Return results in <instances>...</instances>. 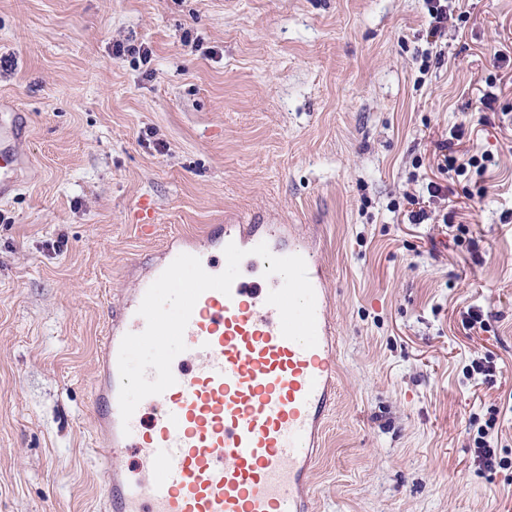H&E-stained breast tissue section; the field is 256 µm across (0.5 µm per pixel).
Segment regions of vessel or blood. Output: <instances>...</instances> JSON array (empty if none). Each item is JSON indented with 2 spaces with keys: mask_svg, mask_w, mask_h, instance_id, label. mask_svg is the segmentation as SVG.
I'll return each mask as SVG.
<instances>
[{
  "mask_svg": "<svg viewBox=\"0 0 512 512\" xmlns=\"http://www.w3.org/2000/svg\"><path fill=\"white\" fill-rule=\"evenodd\" d=\"M24 131L0 114V199L19 187ZM267 243L277 256L299 255L316 295L318 343L311 349L281 334L266 302L282 280L237 278L230 294L198 299L172 362L176 379L145 398L122 423L118 353L123 337L143 332L138 308L148 287L184 253L168 242L158 263L119 307L106 311V332L91 393L102 446L106 512H310L312 462L320 429L335 405L336 350L331 299L315 242L288 224H212L197 256L212 275L226 267L224 249ZM134 450L126 471L120 460Z\"/></svg>",
  "mask_w": 512,
  "mask_h": 512,
  "instance_id": "obj_1",
  "label": "vessel or blood"
}]
</instances>
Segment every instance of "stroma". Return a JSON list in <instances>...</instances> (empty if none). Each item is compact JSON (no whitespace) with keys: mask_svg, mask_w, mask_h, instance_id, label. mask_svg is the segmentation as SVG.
Instances as JSON below:
<instances>
[{"mask_svg":"<svg viewBox=\"0 0 512 512\" xmlns=\"http://www.w3.org/2000/svg\"><path fill=\"white\" fill-rule=\"evenodd\" d=\"M449 11L432 39L424 0H0V113L26 127L0 199V512H105L87 395L107 301L171 236L251 215L314 236L330 291L311 512H512V0ZM446 151L493 163L442 173ZM407 192L466 237L410 223ZM487 351L495 382L467 379ZM496 427V416H492L485 422V428L480 426L477 430V437L475 438L476 449L474 462H478L480 468L492 470L496 465H501V459H497L496 449L491 448L488 437L490 431H494Z\"/></svg>","mask_w":512,"mask_h":512,"instance_id":"1","label":"stroma"}]
</instances>
